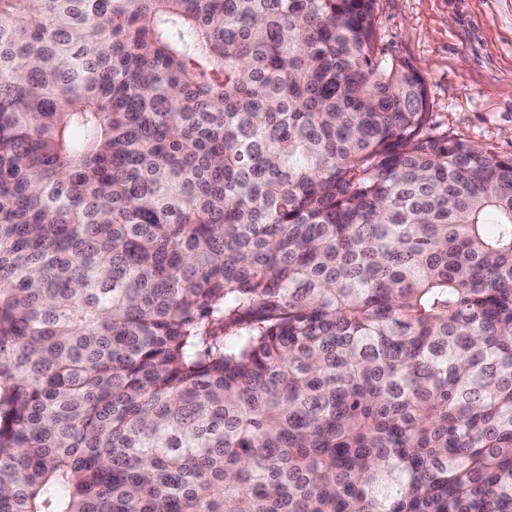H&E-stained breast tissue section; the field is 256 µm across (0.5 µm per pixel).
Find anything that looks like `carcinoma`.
<instances>
[{
  "instance_id": "cac0c4a2",
  "label": "carcinoma",
  "mask_w": 512,
  "mask_h": 512,
  "mask_svg": "<svg viewBox=\"0 0 512 512\" xmlns=\"http://www.w3.org/2000/svg\"><path fill=\"white\" fill-rule=\"evenodd\" d=\"M377 0H0V512H512V157Z\"/></svg>"
}]
</instances>
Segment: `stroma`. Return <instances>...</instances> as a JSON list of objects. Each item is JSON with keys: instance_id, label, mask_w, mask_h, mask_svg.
<instances>
[{"instance_id": "1", "label": "stroma", "mask_w": 512, "mask_h": 512, "mask_svg": "<svg viewBox=\"0 0 512 512\" xmlns=\"http://www.w3.org/2000/svg\"><path fill=\"white\" fill-rule=\"evenodd\" d=\"M377 32L423 79L427 130L512 156V0H377Z\"/></svg>"}]
</instances>
